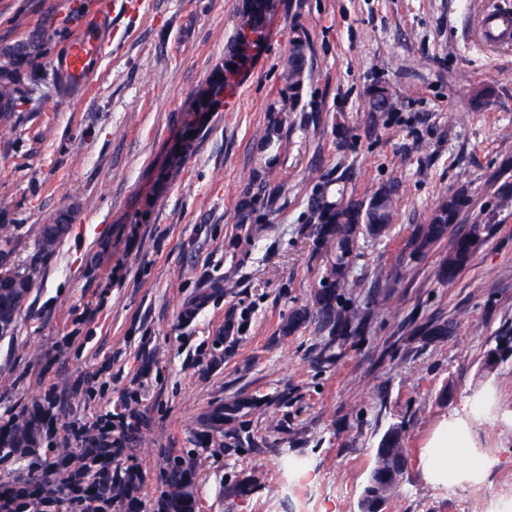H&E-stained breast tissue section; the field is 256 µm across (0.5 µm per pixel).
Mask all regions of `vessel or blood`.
<instances>
[{
    "label": "vessel or blood",
    "mask_w": 512,
    "mask_h": 512,
    "mask_svg": "<svg viewBox=\"0 0 512 512\" xmlns=\"http://www.w3.org/2000/svg\"><path fill=\"white\" fill-rule=\"evenodd\" d=\"M113 11L111 5L101 7L95 28L74 37L56 64L60 74L76 91L85 89L90 72L111 46ZM481 29L489 46L512 45V12L494 10L485 13L481 18Z\"/></svg>",
    "instance_id": "b4317fda"
}]
</instances>
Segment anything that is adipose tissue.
Returning <instances> with one entry per match:
<instances>
[{
  "instance_id": "ef3b65f1",
  "label": "adipose tissue",
  "mask_w": 512,
  "mask_h": 512,
  "mask_svg": "<svg viewBox=\"0 0 512 512\" xmlns=\"http://www.w3.org/2000/svg\"><path fill=\"white\" fill-rule=\"evenodd\" d=\"M471 429V422L457 417L449 421H441L432 430L426 442L428 451L424 460V469L433 482H447L449 471L468 466L467 449L472 445Z\"/></svg>"
}]
</instances>
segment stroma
Wrapping results in <instances>:
<instances>
[{
  "label": "stroma",
  "instance_id": "obj_1",
  "mask_svg": "<svg viewBox=\"0 0 512 512\" xmlns=\"http://www.w3.org/2000/svg\"><path fill=\"white\" fill-rule=\"evenodd\" d=\"M101 3L0 0V44L57 30L24 73L36 93L0 124V224L25 230L63 214L71 226L47 259L34 261L29 240L16 253L34 288L0 336V427L37 412L44 428L33 452L0 463V483L10 468L75 473L71 424L134 411L143 424L117 465L140 471L144 512L177 456L200 460L196 512H358L374 450L398 424L408 470L384 512H479L489 496L512 512V358L485 367L512 329V206L494 189L512 186V49L491 51L478 31L483 13L512 0H273L264 39L191 130L186 116L224 64L243 0H127L85 90L58 91L53 66ZM298 38L306 78L294 110L280 112ZM375 85L393 106L373 117ZM187 138L177 173L159 181ZM340 174L357 196L386 184L396 194L395 224L360 238L352 266L362 286L349 301L368 329L343 343L314 322L282 334L325 272L308 199L319 176ZM458 191L471 200L464 223L489 215L497 231L443 283L446 244L416 258L406 244ZM432 319L455 334L426 339ZM241 392L260 402L245 421L264 445L228 451L201 418ZM485 395L492 410L474 444L499 469L475 484L429 483V434ZM247 481L250 495L225 496Z\"/></svg>",
  "mask_w": 512,
  "mask_h": 512
}]
</instances>
